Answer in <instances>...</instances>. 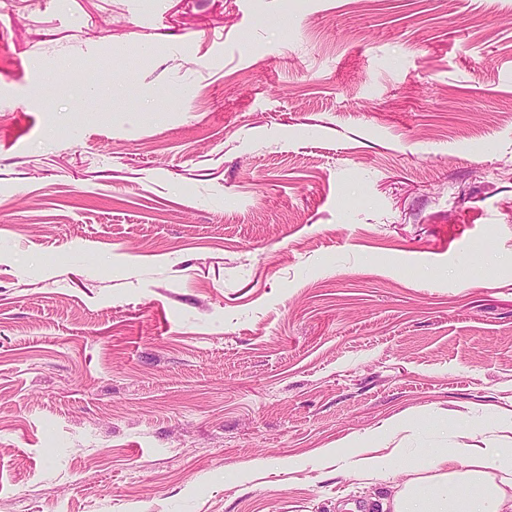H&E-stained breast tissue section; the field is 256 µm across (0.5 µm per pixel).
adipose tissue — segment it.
Segmentation results:
<instances>
[{
    "instance_id": "obj_1",
    "label": "adipose tissue",
    "mask_w": 512,
    "mask_h": 512,
    "mask_svg": "<svg viewBox=\"0 0 512 512\" xmlns=\"http://www.w3.org/2000/svg\"><path fill=\"white\" fill-rule=\"evenodd\" d=\"M357 476L379 479L397 471L413 479L390 499L391 512H512V448L460 444L408 458L398 448L365 443L354 450Z\"/></svg>"
}]
</instances>
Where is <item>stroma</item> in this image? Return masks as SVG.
I'll return each mask as SVG.
<instances>
[{
	"mask_svg": "<svg viewBox=\"0 0 512 512\" xmlns=\"http://www.w3.org/2000/svg\"><path fill=\"white\" fill-rule=\"evenodd\" d=\"M507 411L512 0H0V512H381Z\"/></svg>",
	"mask_w": 512,
	"mask_h": 512,
	"instance_id": "35a3bbf8",
	"label": "stroma"
}]
</instances>
